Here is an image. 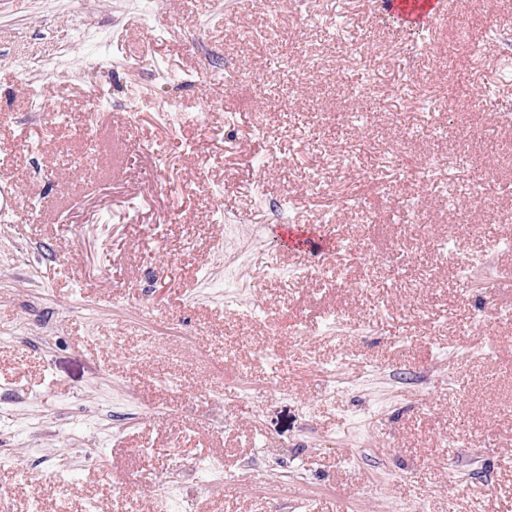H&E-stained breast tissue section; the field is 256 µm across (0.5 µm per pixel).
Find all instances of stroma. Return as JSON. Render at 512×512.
I'll list each match as a JSON object with an SVG mask.
<instances>
[{"label": "stroma", "instance_id": "stroma-1", "mask_svg": "<svg viewBox=\"0 0 512 512\" xmlns=\"http://www.w3.org/2000/svg\"><path fill=\"white\" fill-rule=\"evenodd\" d=\"M375 2L0 0V512H169L159 475L194 512H512V0H453L429 30ZM275 10L286 40L240 41ZM452 64L496 97L456 102ZM315 263L349 282L293 277ZM196 456L222 471L185 482Z\"/></svg>", "mask_w": 512, "mask_h": 512}]
</instances>
